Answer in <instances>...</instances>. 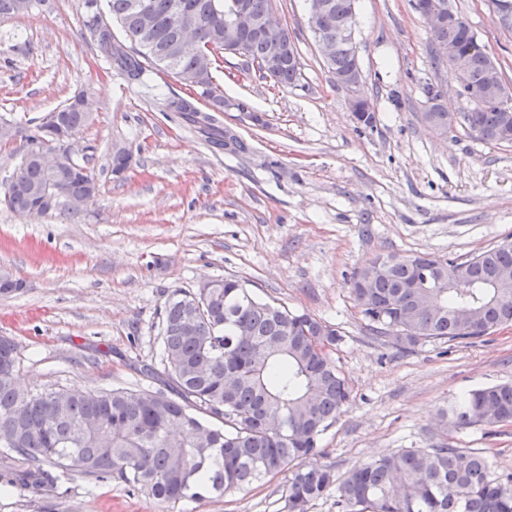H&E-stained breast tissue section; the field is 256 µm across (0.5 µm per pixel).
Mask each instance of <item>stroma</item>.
Masks as SVG:
<instances>
[{
    "label": "stroma",
    "mask_w": 512,
    "mask_h": 512,
    "mask_svg": "<svg viewBox=\"0 0 512 512\" xmlns=\"http://www.w3.org/2000/svg\"><path fill=\"white\" fill-rule=\"evenodd\" d=\"M512 89V28L492 0H448ZM299 53L301 84L271 85L228 53L213 73L218 120L243 144L221 148L166 101L187 96L170 74L128 83L94 50L85 0H39L0 23V190L20 161L27 128L78 93L94 120L71 142L98 192L78 218L64 209L21 216L0 207V271L22 283L0 295V336L12 338L17 381L32 392L133 388L159 364L161 311L174 290L237 279L258 298L334 325L331 357L352 398L321 436L337 475L404 448L445 442L481 448L490 471L512 473V423L441 429L437 414L467 391L512 383V325L401 353L373 335L351 294L375 255L466 257L512 235V144L422 121L425 83L452 115L470 107L411 0H356L362 95L373 128L357 124L350 93L329 72L306 0H273ZM131 155L113 175V146ZM287 474L174 512H287ZM0 512H161L119 479L78 474L31 492L0 482Z\"/></svg>",
    "instance_id": "1"
}]
</instances>
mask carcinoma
<instances>
[{
    "instance_id": "1",
    "label": "carcinoma",
    "mask_w": 512,
    "mask_h": 512,
    "mask_svg": "<svg viewBox=\"0 0 512 512\" xmlns=\"http://www.w3.org/2000/svg\"><path fill=\"white\" fill-rule=\"evenodd\" d=\"M111 21L133 55L104 57L129 82H141L147 69L173 73L201 89L214 112L224 111V95L213 87L212 70L224 53V25L231 0H149L150 12L135 10L137 0H105ZM328 9L310 17L311 29L334 33L354 28L355 0H326ZM37 0H0V21L29 14ZM197 21L195 51L170 24L175 6ZM83 28L92 41L104 23L98 0H87ZM478 91L496 87L512 98L497 66L477 43L468 24L453 31ZM247 62L261 78L282 87L302 79L298 52L288 30L255 38L240 35ZM350 47L326 61L337 76L351 67ZM435 85L424 86L430 110L423 119L446 134L464 126L485 143L504 142V113L472 108L454 118ZM75 95L49 113L24 137L17 172L0 195V205L30 214L42 194L56 188L46 215L64 204L78 216L97 193L85 165L68 151L47 170L34 158L39 130L56 123L69 129L87 124L91 113ZM182 118L208 139L224 138L213 115L201 110ZM206 293L174 290L161 312L163 371L143 366L158 388L32 393L19 389V352L0 347V456L17 466L0 474L6 483L38 491L61 476L78 473L90 481L115 476L132 491L169 509L186 499L240 492L288 471V512L336 491L341 512H512V474L492 476L478 448L402 449L354 467L343 480L318 462L322 433L336 421L351 391L327 348L338 331L320 319L256 298L240 281L213 279ZM352 294L378 336L410 350L421 342L474 339L512 323V239L460 258L424 254L379 255L359 269ZM495 427L512 419V384L471 390L440 423Z\"/></svg>"
}]
</instances>
